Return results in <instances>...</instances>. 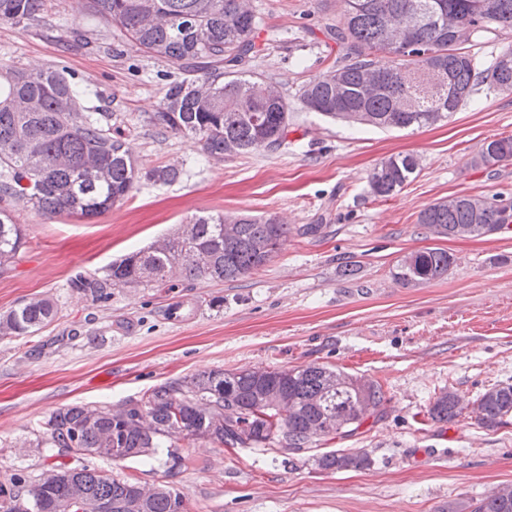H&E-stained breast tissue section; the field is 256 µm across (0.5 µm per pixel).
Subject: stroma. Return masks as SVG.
<instances>
[{"mask_svg": "<svg viewBox=\"0 0 512 512\" xmlns=\"http://www.w3.org/2000/svg\"><path fill=\"white\" fill-rule=\"evenodd\" d=\"M263 51L256 72L278 81L289 102L339 57L328 29L341 0H252ZM64 67L86 103L129 135L142 170L183 163L170 185L140 180L129 198L89 220L13 210L26 244L0 275V315L31 298L57 315L33 336L0 339V484L37 479L48 461L43 423L67 405H116L148 388L212 370L330 364L378 381L377 421L350 436L312 444L283 464L276 450L220 452L180 442L195 464L172 482L187 512H462L512 485V423L493 428L461 416L432 421L441 389L467 399L512 383V228L448 240L418 224L427 206L452 195L512 198V162L473 167L488 141L512 136V93L481 86L444 122L420 129L349 126L297 107L287 151L207 158L192 137L159 134L171 67L124 46L119 28H100L81 0H45L40 20L0 23V69ZM410 154L415 178L374 196L370 171ZM273 214L287 241L264 266L224 283L174 289L116 288L101 300L73 291L77 275L149 245L200 212ZM306 224L320 225L315 235ZM443 248L447 276L417 287L393 278L400 258ZM182 304L192 317L167 318ZM367 456L360 469L328 473L316 456Z\"/></svg>", "mask_w": 512, "mask_h": 512, "instance_id": "obj_1", "label": "stroma"}]
</instances>
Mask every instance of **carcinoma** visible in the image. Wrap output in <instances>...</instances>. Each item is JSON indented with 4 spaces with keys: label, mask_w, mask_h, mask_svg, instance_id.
I'll list each match as a JSON object with an SVG mask.
<instances>
[{
    "label": "carcinoma",
    "mask_w": 512,
    "mask_h": 512,
    "mask_svg": "<svg viewBox=\"0 0 512 512\" xmlns=\"http://www.w3.org/2000/svg\"><path fill=\"white\" fill-rule=\"evenodd\" d=\"M330 32L342 61L302 87L303 108L330 120L378 128H421L455 112L490 87L512 93V49L482 68L468 53L448 52L486 33L512 31V0H343ZM44 0H0V21L21 23L41 15ZM85 14L115 24L137 51L162 59L183 78L168 84L153 115L159 133L193 136L212 160L288 148L293 115L272 78L251 63L259 55L254 34L260 20L249 0H85ZM393 59L383 66L379 55ZM84 90L64 70L47 67L0 72V273L9 270L23 244L9 205L23 203L51 216L93 217L126 199L141 177L158 184L180 178L174 165L141 172L112 130V114L83 106ZM512 161V137L486 143L475 166ZM417 158L395 155L369 173L372 193L389 197L415 174ZM418 223L444 238H476L512 224V200L458 195L436 202ZM276 215H195L149 247L112 262L105 274L80 275L70 287L98 300L116 286L173 288V279L228 282L265 265L288 239ZM454 264L442 248L410 252L399 260L395 280L418 286L440 278ZM57 310L49 299L31 300L0 316V337L32 336ZM385 401L382 385L332 365L255 367L197 374L146 390L115 406L69 405L45 422L42 444L56 478L27 484L18 476L0 485V497L21 504L18 512H66L76 490L89 500L112 501L113 512H185V497L167 478L192 460L166 448L203 438L224 448L279 445L294 453L322 437L357 432ZM474 421L485 427L509 423L512 384L477 396ZM288 408V430L275 420ZM460 395L443 389L427 414L439 422L460 416ZM80 448L71 461L62 449ZM101 448H119L125 460L155 459L166 480L131 511L138 481L114 477L90 465ZM322 471L360 468L368 458L326 452L314 459ZM472 512H512V487L493 492Z\"/></svg>",
    "instance_id": "1"
}]
</instances>
